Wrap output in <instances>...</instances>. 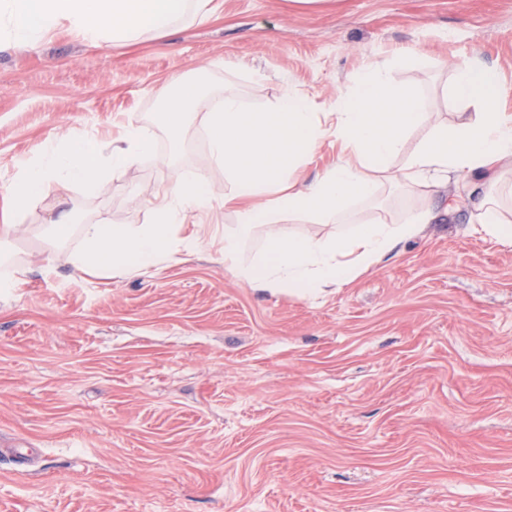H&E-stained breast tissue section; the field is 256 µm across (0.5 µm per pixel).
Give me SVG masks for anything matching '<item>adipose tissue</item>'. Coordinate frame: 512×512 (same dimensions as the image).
Returning <instances> with one entry per match:
<instances>
[{"mask_svg": "<svg viewBox=\"0 0 512 512\" xmlns=\"http://www.w3.org/2000/svg\"><path fill=\"white\" fill-rule=\"evenodd\" d=\"M206 6V0H0V35L16 44H32L65 22L85 41L115 44L198 18ZM393 67L390 61L370 64L351 86L337 91L323 115L308 96L290 91L270 111L248 108L232 95L209 105V151L224 167V204L238 214L237 229L224 231V264L239 278L260 288L302 293L349 284L358 268H370L396 242L414 237L428 223L429 210L420 209L400 223L374 221L357 226L352 234L326 238L294 235L278 227V218L288 214L321 224L341 223L355 202L374 198L385 179L407 184L443 173L472 176L476 222L512 246V219L506 210L512 202V178L501 179L493 192L477 178L491 163L512 167V116L496 109L503 92L497 72L474 60L455 63L453 96L475 111L448 128L432 124L413 84L392 81ZM177 96L159 116L175 137L200 96L198 84L181 82ZM326 118L343 144V157L313 181H292V170L320 148ZM417 128L427 134L406 150L407 135ZM152 150L151 134L131 124L106 144L93 138L50 141L9 191L21 209L51 187H94L108 173L135 164ZM402 153L405 165L392 170L393 158ZM214 200L207 183L178 179L166 191L153 223L129 226L102 220L77 228L84 246L72 255V266L79 272L103 268L122 275L176 260L198 244L197 237L178 236V226L209 210ZM257 224L269 227L268 255L241 263L240 239Z\"/></svg>", "mask_w": 512, "mask_h": 512, "instance_id": "1", "label": "adipose tissue"}]
</instances>
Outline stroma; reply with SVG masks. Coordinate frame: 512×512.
I'll list each match as a JSON object with an SVG mask.
<instances>
[{
  "label": "stroma",
  "instance_id": "35a3bbf8",
  "mask_svg": "<svg viewBox=\"0 0 512 512\" xmlns=\"http://www.w3.org/2000/svg\"><path fill=\"white\" fill-rule=\"evenodd\" d=\"M403 58L434 121L454 123L453 65L496 69L512 114V0H210L205 18L104 46L61 26L0 41V512H512V246L473 218L468 179L383 183L344 223L431 219L341 287L257 288L224 266L233 210L190 219L192 254L80 273L49 224L152 223L177 177L224 189L205 106L172 137L180 76L268 111L325 110L372 62ZM147 128L151 154L93 189L5 191L45 143Z\"/></svg>",
  "mask_w": 512,
  "mask_h": 512
}]
</instances>
